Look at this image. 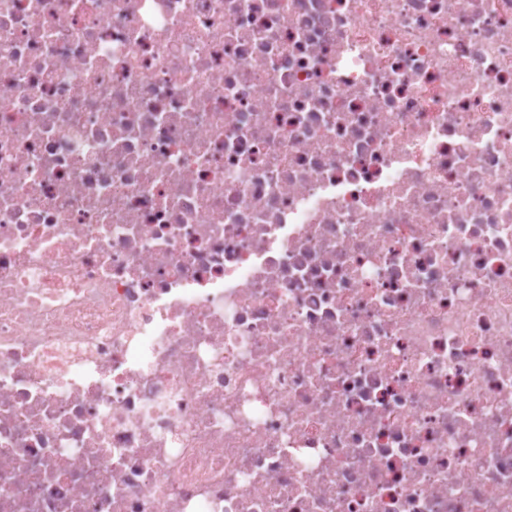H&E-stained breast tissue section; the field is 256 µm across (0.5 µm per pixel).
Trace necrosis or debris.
I'll list each match as a JSON object with an SVG mask.
<instances>
[{"mask_svg": "<svg viewBox=\"0 0 512 512\" xmlns=\"http://www.w3.org/2000/svg\"><path fill=\"white\" fill-rule=\"evenodd\" d=\"M0 512H512V0H0Z\"/></svg>", "mask_w": 512, "mask_h": 512, "instance_id": "obj_1", "label": "necrosis or debris"}]
</instances>
